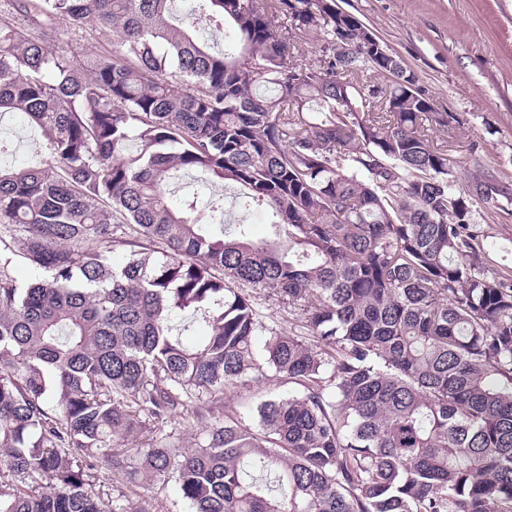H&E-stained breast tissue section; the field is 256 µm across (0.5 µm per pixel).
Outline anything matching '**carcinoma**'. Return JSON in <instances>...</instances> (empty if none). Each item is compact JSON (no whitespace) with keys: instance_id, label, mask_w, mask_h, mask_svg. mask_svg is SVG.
Segmentation results:
<instances>
[{"instance_id":"cac0c4a2","label":"carcinoma","mask_w":512,"mask_h":512,"mask_svg":"<svg viewBox=\"0 0 512 512\" xmlns=\"http://www.w3.org/2000/svg\"><path fill=\"white\" fill-rule=\"evenodd\" d=\"M198 2L224 51L174 0H0V114L47 149L0 167V244L37 273L0 261V512H161L137 489L168 476L190 512H512V268L487 272L473 227L509 188L459 181L432 140L459 120L336 0ZM90 23L117 42L77 59L57 30ZM179 169L267 206L273 238L221 198L172 206ZM249 287L303 332L270 330ZM270 372L302 390L249 425L227 393ZM188 407L194 444L126 447ZM101 466L127 476L110 506ZM195 3L193 0H178L176 4L178 15L196 21L200 38L208 41L216 49H223L226 42L224 31L217 29L208 21L200 20L196 12Z\"/></svg>"}]
</instances>
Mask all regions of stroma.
<instances>
[{
    "label": "stroma",
    "instance_id": "1",
    "mask_svg": "<svg viewBox=\"0 0 512 512\" xmlns=\"http://www.w3.org/2000/svg\"><path fill=\"white\" fill-rule=\"evenodd\" d=\"M359 18L417 75L438 111L465 126L448 153L458 177L481 171L512 189V0H337ZM0 137L11 144L0 165L14 157L39 162L44 138L22 114L0 118ZM223 196L227 221L245 224L253 239L271 234L265 207L248 211L235 192L215 184ZM495 266H512V199L474 207Z\"/></svg>",
    "mask_w": 512,
    "mask_h": 512
}]
</instances>
